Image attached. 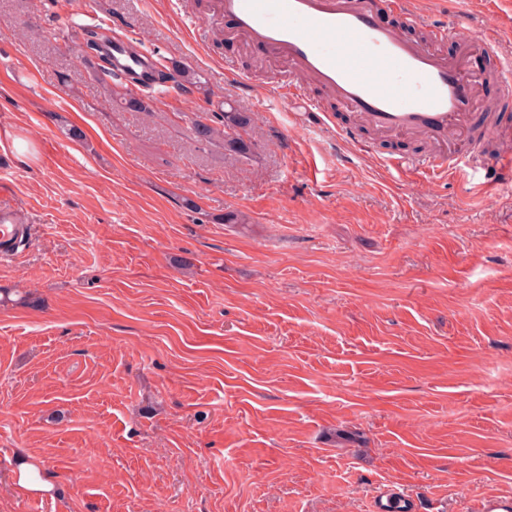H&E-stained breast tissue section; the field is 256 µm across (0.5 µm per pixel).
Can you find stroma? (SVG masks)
I'll list each match as a JSON object with an SVG mask.
<instances>
[{"label": "stroma", "mask_w": 512, "mask_h": 512, "mask_svg": "<svg viewBox=\"0 0 512 512\" xmlns=\"http://www.w3.org/2000/svg\"><path fill=\"white\" fill-rule=\"evenodd\" d=\"M208 5L0 0V169L30 228L0 293L32 298L0 303V512L512 499V197L381 160L444 139L366 132L361 154L282 109L277 59L189 34ZM420 6L444 53L483 29L512 54V0ZM92 19L201 89L113 103L78 59ZM226 102L248 156L191 134ZM24 461L50 493L17 487ZM376 512H413V503L391 487L381 489L374 498Z\"/></svg>", "instance_id": "obj_1"}]
</instances>
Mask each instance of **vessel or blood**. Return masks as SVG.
I'll return each mask as SVG.
<instances>
[{"instance_id":"vessel-or-blood-1","label":"vessel or blood","mask_w":512,"mask_h":512,"mask_svg":"<svg viewBox=\"0 0 512 512\" xmlns=\"http://www.w3.org/2000/svg\"><path fill=\"white\" fill-rule=\"evenodd\" d=\"M244 35L257 50L286 64L277 98L302 105L318 124L335 126L338 138L364 151L361 129L421 138L461 136L462 144L432 156H386L395 169L423 167L436 176L482 173L486 191L512 190V56L503 57L496 38L482 30L455 40V55L438 44L451 39L447 27L424 22L413 0H212L208 18L188 17L197 42H205L216 20ZM112 64L132 91L153 83L150 53L113 42ZM493 81L499 88L494 113L496 153H488L478 125L475 92ZM329 93L356 117V126L335 125L309 93ZM19 230L7 203H0V259L10 258ZM375 512H414L413 503L386 487L375 496Z\"/></svg>"}]
</instances>
